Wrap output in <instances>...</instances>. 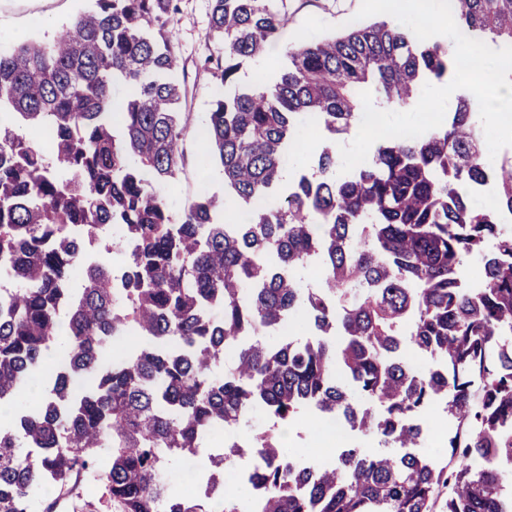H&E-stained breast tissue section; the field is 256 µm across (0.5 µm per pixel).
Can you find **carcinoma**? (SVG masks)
<instances>
[{"label": "carcinoma", "mask_w": 512, "mask_h": 512, "mask_svg": "<svg viewBox=\"0 0 512 512\" xmlns=\"http://www.w3.org/2000/svg\"><path fill=\"white\" fill-rule=\"evenodd\" d=\"M468 37L512 46V0H451ZM175 0H96L52 40L0 51V512H31L46 487L115 512H512V157L489 166L471 100L435 130L377 141L338 178L336 136L362 117L360 92L397 110L455 71L448 43L394 21L302 39L277 71L239 86L242 61L279 39L288 0H212L222 42L207 61L216 93L196 160L224 173L246 213L218 224L200 194L172 214L159 186L187 163L188 92L165 31ZM329 134L317 175L270 198L305 121ZM52 131L50 148L42 145ZM493 178L496 208L470 185ZM117 226L107 251L85 242ZM478 257L483 279L462 288ZM315 266L321 284L297 272ZM304 319L310 336L267 332ZM439 359L418 371L402 341ZM447 405L448 464L417 453V420ZM263 410L287 425L306 411L408 452L349 448L301 463L278 434L254 437L252 499L224 492V465L196 496L173 489L172 462L217 428Z\"/></svg>", "instance_id": "1"}]
</instances>
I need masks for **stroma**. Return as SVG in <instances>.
I'll use <instances>...</instances> for the list:
<instances>
[{"label": "stroma", "instance_id": "35a3bbf8", "mask_svg": "<svg viewBox=\"0 0 512 512\" xmlns=\"http://www.w3.org/2000/svg\"><path fill=\"white\" fill-rule=\"evenodd\" d=\"M90 0H0V50L13 47L19 40H47L63 24L78 13L89 9ZM361 0H289L288 21L280 43L270 48L260 59L246 61L238 73V81L251 83L259 74L274 72L282 58L284 46L304 38H321L344 33L350 19L358 12ZM210 0H178V10L172 16L167 30L173 36L183 64L188 90L190 140L188 153H196L193 139L202 128L207 112L220 83L213 69L204 62L217 48L209 36ZM207 191L216 197L224 195V175L220 168L209 167L200 173L196 165H189L176 181L165 187L164 193L174 213H181L199 194ZM333 435L328 450L316 446L313 423ZM423 452L440 462L448 460V423L442 404H432L420 419ZM287 447L296 458L314 463L336 462L346 448L367 452L382 450V443L373 437L352 429L341 416L302 414L288 430Z\"/></svg>", "mask_w": 512, "mask_h": 512}]
</instances>
